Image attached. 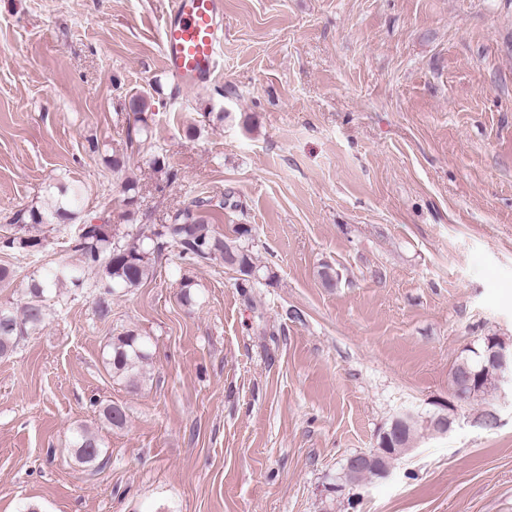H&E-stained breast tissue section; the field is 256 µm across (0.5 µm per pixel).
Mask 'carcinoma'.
I'll list each match as a JSON object with an SVG mask.
<instances>
[{"label": "carcinoma", "instance_id": "cac0c4a2", "mask_svg": "<svg viewBox=\"0 0 512 512\" xmlns=\"http://www.w3.org/2000/svg\"><path fill=\"white\" fill-rule=\"evenodd\" d=\"M73 218L70 201L56 199L41 210L33 207L17 211L10 224L23 230L29 225L44 224L53 219L59 224H67ZM71 245L78 256L77 264L62 265L42 279H31L23 304H0V357L10 356L22 338L42 329L59 286L64 283L74 287L82 285L81 272L86 268L97 270L99 287L104 293L112 294L117 289L131 291L153 274L151 252L169 245L179 249L180 257L189 261L220 256L225 264L238 268L247 285L257 277L250 251L236 239L215 236L209 224L190 209L178 211L171 223L160 225L149 235L145 230H139L132 242L125 244L112 240L109 225L84 222L71 239ZM40 246L42 239L25 234L9 239L8 244V247L22 251H36ZM111 349L112 374L135 381L148 358L141 337L132 332L124 333L112 339ZM485 349L483 342L477 348L468 349V353L460 358L451 373L452 392L457 393L464 387L461 373L466 370L483 372L482 392L495 387V367L487 361ZM72 445L84 463H92L100 456L98 439L87 430L77 431L72 437Z\"/></svg>", "mask_w": 512, "mask_h": 512}]
</instances>
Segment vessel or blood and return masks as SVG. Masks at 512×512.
<instances>
[{
  "mask_svg": "<svg viewBox=\"0 0 512 512\" xmlns=\"http://www.w3.org/2000/svg\"><path fill=\"white\" fill-rule=\"evenodd\" d=\"M222 0H171L161 27L165 68L183 85L196 87L217 72Z\"/></svg>",
  "mask_w": 512,
  "mask_h": 512,
  "instance_id": "obj_1",
  "label": "vessel or blood"
}]
</instances>
